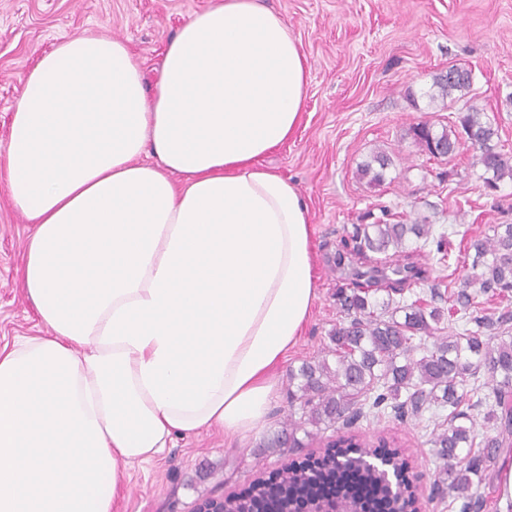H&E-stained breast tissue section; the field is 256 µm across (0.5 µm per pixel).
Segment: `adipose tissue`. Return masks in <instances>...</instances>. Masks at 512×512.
Wrapping results in <instances>:
<instances>
[{"instance_id":"1","label":"adipose tissue","mask_w":512,"mask_h":512,"mask_svg":"<svg viewBox=\"0 0 512 512\" xmlns=\"http://www.w3.org/2000/svg\"><path fill=\"white\" fill-rule=\"evenodd\" d=\"M308 82L262 0L192 13L151 74L116 37L37 56L0 165L45 332L0 346V512H112L175 436L267 421L317 288L308 205L263 159Z\"/></svg>"}]
</instances>
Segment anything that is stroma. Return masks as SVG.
<instances>
[{
  "instance_id": "stroma-1",
  "label": "stroma",
  "mask_w": 512,
  "mask_h": 512,
  "mask_svg": "<svg viewBox=\"0 0 512 512\" xmlns=\"http://www.w3.org/2000/svg\"><path fill=\"white\" fill-rule=\"evenodd\" d=\"M280 13L310 68L303 120L288 144L265 157L293 182L309 205L318 298L261 432L228 439L212 428L175 438L152 461L124 470L113 512H192L206 498L241 495L258 478L323 451L328 442L357 436L386 443L415 479L423 512H460L436 490L443 468L433 446L448 411L420 417L393 412L336 425L306 438L299 448H264L263 436L288 423L289 369L325 356L339 320L335 293L347 283L332 256L357 224H430L448 237L439 259L432 242L413 240L414 261L429 269L441 293L455 290L469 272L466 237L486 236L495 224H512V182L485 190L461 148L434 158L416 145L410 129L420 122L453 125L457 108L431 102L433 76L458 64L473 73L477 104L494 115L504 153L512 158V0H264ZM213 0H0V143L11 129V103L37 53L62 38L91 33L127 40L145 70L159 63L164 46L186 17ZM392 159L382 183L358 168L373 153ZM31 231L8 201L0 179V346L42 326L26 298L21 255Z\"/></svg>"
}]
</instances>
